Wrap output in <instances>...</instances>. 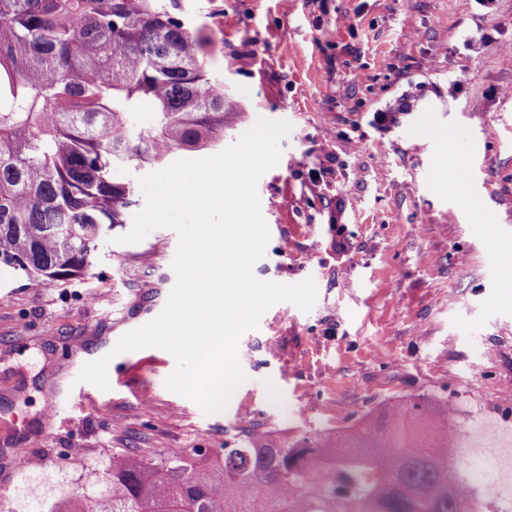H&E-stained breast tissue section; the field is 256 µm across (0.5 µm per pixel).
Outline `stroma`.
I'll use <instances>...</instances> for the list:
<instances>
[{
	"label": "stroma",
	"mask_w": 512,
	"mask_h": 512,
	"mask_svg": "<svg viewBox=\"0 0 512 512\" xmlns=\"http://www.w3.org/2000/svg\"><path fill=\"white\" fill-rule=\"evenodd\" d=\"M180 2L235 105L221 147L261 117L292 125L258 181L270 238L253 273L314 279L316 302L277 303L241 336L246 379L208 414L166 388L168 351L113 352L163 310L174 230L126 243L124 224L67 283L0 273V418L16 422L0 427V512H47L65 476L102 490L116 456L161 465L245 431L333 437L417 396L429 423L445 403L512 441V259L497 249L512 243V0ZM421 93L431 111H413ZM443 158L465 185L430 179ZM105 356L109 389L78 381Z\"/></svg>",
	"instance_id": "1"
}]
</instances>
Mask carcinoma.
Segmentation results:
<instances>
[{"instance_id": "carcinoma-1", "label": "carcinoma", "mask_w": 512, "mask_h": 512, "mask_svg": "<svg viewBox=\"0 0 512 512\" xmlns=\"http://www.w3.org/2000/svg\"><path fill=\"white\" fill-rule=\"evenodd\" d=\"M233 119L179 0H0V271L82 275L135 205L132 163L210 148ZM441 415L430 439L418 399L382 433L260 445L246 432L161 466L114 457L110 494L51 512H489L448 466V406Z\"/></svg>"}]
</instances>
